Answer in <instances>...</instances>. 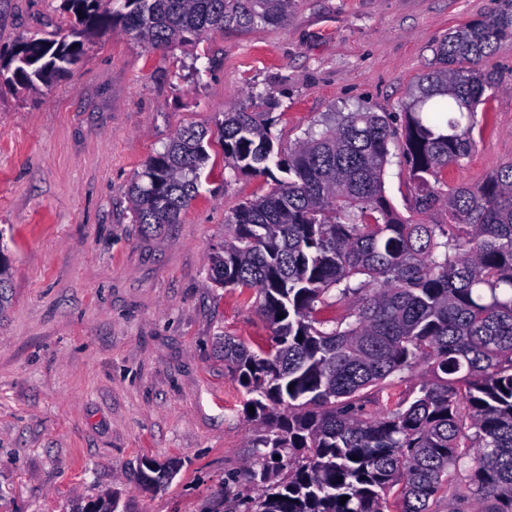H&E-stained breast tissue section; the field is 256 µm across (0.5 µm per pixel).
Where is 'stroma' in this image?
<instances>
[{
	"instance_id": "stroma-1",
	"label": "stroma",
	"mask_w": 512,
	"mask_h": 512,
	"mask_svg": "<svg viewBox=\"0 0 512 512\" xmlns=\"http://www.w3.org/2000/svg\"><path fill=\"white\" fill-rule=\"evenodd\" d=\"M497 0H297L282 26L217 32L162 53L121 29L53 87L0 88V512H74L112 493L117 512H201L242 474L255 427L222 337L267 343L251 291L216 286L208 257L240 203L270 179L229 176L218 128L252 94L274 97L289 148L334 112L402 121L449 30ZM63 0H0V61L70 27ZM488 67L501 87L477 108L475 151L449 166L471 185L512 161V42ZM208 132L212 171L179 223H134L130 182L177 131ZM182 467L165 489L141 457Z\"/></svg>"
}]
</instances>
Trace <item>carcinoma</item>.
Instances as JSON below:
<instances>
[{"instance_id": "obj_1", "label": "carcinoma", "mask_w": 512, "mask_h": 512, "mask_svg": "<svg viewBox=\"0 0 512 512\" xmlns=\"http://www.w3.org/2000/svg\"><path fill=\"white\" fill-rule=\"evenodd\" d=\"M75 25L57 41L30 38L0 66V84L49 87L121 27L167 52L224 30L282 26L296 0H66ZM512 41V0L450 32L422 77L404 124L376 112H338L276 166L288 174L236 207L224 247L209 257L217 286L255 293L274 334L251 349L224 337V363L261 422L248 441L243 512H384L402 486V512H436L456 470L481 504L512 512V162L481 182L448 187V166L476 146L475 112L501 86L481 68ZM273 113L240 104L219 133L225 167L270 172ZM206 131L181 129L128 188L134 222L176 224L196 197ZM396 146L414 211L443 207L448 222L402 217L385 194ZM349 304L340 319L322 311ZM284 318H278V315ZM420 396L378 412L363 391L422 367ZM280 459H274V456ZM140 481L161 488L173 460ZM347 497L340 503L341 497Z\"/></svg>"}]
</instances>
